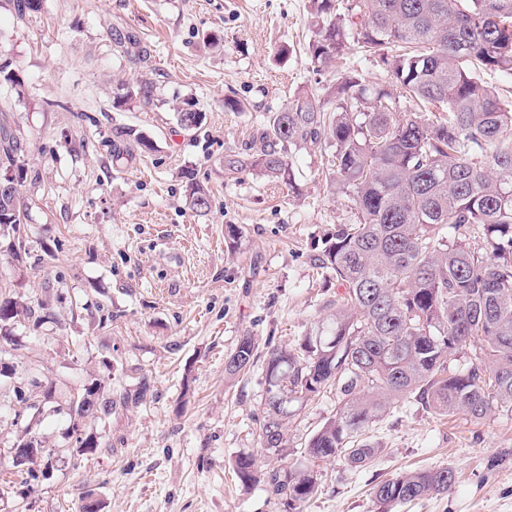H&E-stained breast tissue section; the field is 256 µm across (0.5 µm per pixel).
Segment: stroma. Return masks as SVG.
I'll use <instances>...</instances> for the list:
<instances>
[{
    "label": "stroma",
    "instance_id": "stroma-1",
    "mask_svg": "<svg viewBox=\"0 0 512 512\" xmlns=\"http://www.w3.org/2000/svg\"><path fill=\"white\" fill-rule=\"evenodd\" d=\"M116 29L138 37L146 63L114 42ZM313 36L310 0H41L23 15L0 0V63L13 75L0 79V113L24 144L30 202V256L19 269L0 251V295L46 301L51 314L36 332L18 322L0 348L14 366L0 377V480L22 433L16 385L53 381L61 402L94 376L112 389L110 416L84 427L97 437L93 452L69 451L66 412L42 417V445L60 455L29 496L17 487L1 496L0 512L22 499L27 512H75L86 496L98 512H285L264 485L243 487L233 466L243 453L261 471L278 463L258 437L264 358L295 348L328 314L338 288L318 257L356 209L323 181V146L289 149L291 186L225 178L224 157L294 92L331 82L308 60ZM143 83L150 105L115 108ZM228 98L240 109L225 108ZM190 107L206 119L187 132L175 112ZM122 127L151 149L116 159ZM186 170L211 190L207 215L186 203ZM229 224L240 231L233 243ZM46 243L59 246L50 262ZM246 335L257 358L228 376L224 359ZM335 412L332 390L298 404L289 459ZM370 435L383 452L360 468L321 463L303 512H379L376 484L445 465L457 472L447 492L391 512H512V412L440 420L408 399Z\"/></svg>",
    "mask_w": 512,
    "mask_h": 512
}]
</instances>
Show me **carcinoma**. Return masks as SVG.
Listing matches in <instances>:
<instances>
[{
    "label": "carcinoma",
    "mask_w": 512,
    "mask_h": 512,
    "mask_svg": "<svg viewBox=\"0 0 512 512\" xmlns=\"http://www.w3.org/2000/svg\"><path fill=\"white\" fill-rule=\"evenodd\" d=\"M316 30L308 45L320 73L356 53L382 66L395 91L362 82L345 67L320 97L301 90L272 113L260 147L224 156V176L249 168L272 184H291L287 148L320 144L329 152L326 183L356 206L354 224H338L319 256L343 293L299 347L268 352L259 440L283 457L289 406L335 389L336 413L309 439L305 455L265 472L249 454L236 458L245 486L264 484L302 512L318 490L315 465L338 456L359 468L382 452L368 432L394 401L415 399L436 417L483 419L512 412V100L481 74L512 77V0H311ZM438 109L435 118L399 111L397 98ZM178 124L195 130L205 113L183 109ZM19 173L0 191V238L17 267L29 255L21 241L28 204L21 142L0 116V167ZM189 208L205 215L209 190L183 172ZM31 307L0 300V340ZM473 347L478 363L448 373V355ZM254 339L241 338L225 359L237 375L254 360ZM28 417L43 410L103 421L112 390L95 379L60 404L51 383L15 389ZM31 454L20 483L33 489ZM455 482L450 466L399 473L373 487L381 512L440 495Z\"/></svg>",
    "instance_id": "obj_1"
}]
</instances>
